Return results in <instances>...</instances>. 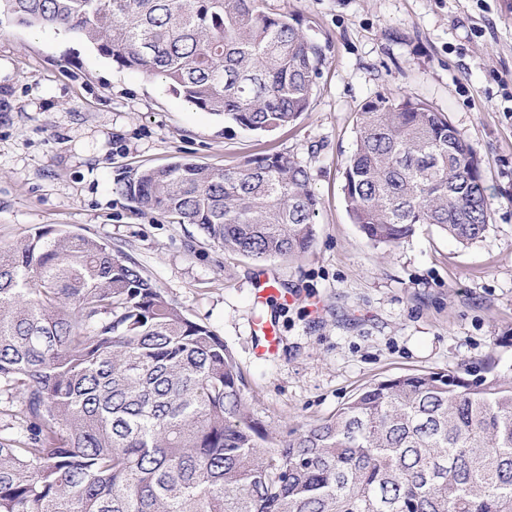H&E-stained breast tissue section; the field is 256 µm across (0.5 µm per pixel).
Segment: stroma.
<instances>
[{"label":"stroma","instance_id":"obj_1","mask_svg":"<svg viewBox=\"0 0 512 512\" xmlns=\"http://www.w3.org/2000/svg\"><path fill=\"white\" fill-rule=\"evenodd\" d=\"M264 5L296 20L325 62L308 112L261 137L69 32L0 25V248L53 226L122 250L223 336L255 416L282 434L383 377L491 362L512 378V0ZM380 95L428 104L477 151L492 206L482 238L463 246L423 224L385 247L353 224L343 172L357 114ZM263 151L301 162L320 199L301 258L253 262L115 190L182 158L224 168ZM268 278L292 303L258 302ZM270 316L280 344L265 357L256 326Z\"/></svg>","mask_w":512,"mask_h":512}]
</instances>
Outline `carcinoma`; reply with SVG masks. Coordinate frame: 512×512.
Listing matches in <instances>:
<instances>
[{
    "label": "carcinoma",
    "mask_w": 512,
    "mask_h": 512,
    "mask_svg": "<svg viewBox=\"0 0 512 512\" xmlns=\"http://www.w3.org/2000/svg\"><path fill=\"white\" fill-rule=\"evenodd\" d=\"M262 2L0 0V24L69 31L265 133L308 111L325 56ZM116 185L256 263L314 241L319 198L281 153L179 159ZM344 191L376 245L420 224L466 245L489 226L480 157L421 101L365 103ZM490 372L377 380L281 437L255 418L224 339L136 261L41 227L0 250V512H512V379Z\"/></svg>",
    "instance_id": "1"
}]
</instances>
